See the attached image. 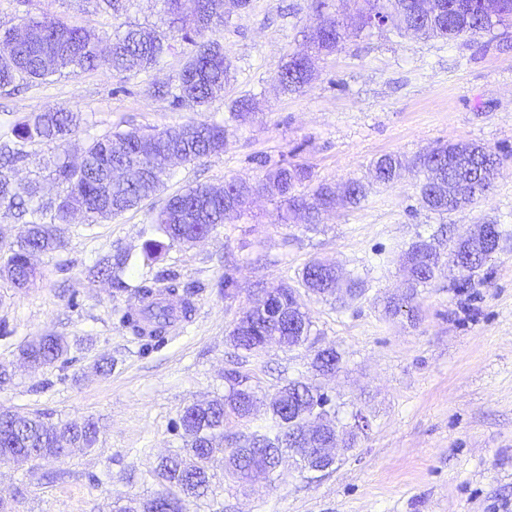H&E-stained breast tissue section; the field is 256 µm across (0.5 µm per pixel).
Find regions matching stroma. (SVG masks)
I'll return each instance as SVG.
<instances>
[{"mask_svg": "<svg viewBox=\"0 0 512 512\" xmlns=\"http://www.w3.org/2000/svg\"><path fill=\"white\" fill-rule=\"evenodd\" d=\"M44 12L99 33L129 23L166 26L162 0H128L116 18L91 0H0V29ZM316 19L314 0H251L247 11L227 13L221 41L236 77L202 112L147 91L181 69L191 47L177 36L159 65L123 84L103 60L91 71L0 90L1 141L49 106L83 115L64 144L28 148L17 177L38 180L46 197L60 191L50 175L56 157L77 160L90 140L126 125L163 129L204 119L229 128L222 154L176 165L165 188L137 208L95 224L75 218L62 248L33 257L38 277L29 288L0 278L7 330L0 366L12 375L0 387V406L54 425L88 418L98 425L92 447L40 461L44 480L0 462V494L14 496L13 512H112L114 501L146 497L160 457L183 445L180 411L223 396L230 369L269 394L290 379L321 381L341 418L359 410L369 426L329 470L303 475L287 460L272 484L248 492L225 481L216 463L213 494L191 512H512V238L469 287L446 275L421 292L413 313H385L404 291L403 252L417 235L442 224L452 236L489 221L512 226V28L453 41L374 29L318 60L300 91L282 93L274 74L303 48ZM245 95L255 96L256 110L232 121V103ZM448 142H477L502 159L500 177L474 208L429 212L410 171L373 186L359 207L326 216L315 232L298 221L274 223L275 205L261 196L251 216L203 241L171 247L156 262L144 256L153 215L187 187L258 182L266 158L305 164L315 181L338 184L366 177L380 155L411 161ZM118 252L130 256L121 285L90 276L95 259ZM315 258L361 277L367 290L342 307L298 288L314 347L235 349L229 330L259 288L296 277ZM164 271L192 288L193 315L163 339L135 336L122 318L141 306L137 287ZM227 272L237 281L228 296L215 286ZM47 331L66 336L70 363L35 372L18 364L19 346ZM331 347L342 355L340 369L319 377L314 354ZM106 359L114 363L108 373L99 369Z\"/></svg>", "mask_w": 512, "mask_h": 512, "instance_id": "stroma-1", "label": "stroma"}]
</instances>
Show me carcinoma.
Here are the masks:
<instances>
[{
    "label": "carcinoma",
    "mask_w": 512,
    "mask_h": 512,
    "mask_svg": "<svg viewBox=\"0 0 512 512\" xmlns=\"http://www.w3.org/2000/svg\"><path fill=\"white\" fill-rule=\"evenodd\" d=\"M171 23L181 24L182 39L196 46L195 52L182 65L172 84L154 88V95L170 100L174 107L192 103L206 105L214 91L224 88L235 71L232 60L224 53L220 33L224 27V0H197V10L203 22L182 16L180 0H165ZM354 13L338 18L327 13L329 0H316L317 21L323 25L324 36L310 42L314 54L302 59L290 57L277 70L274 80L285 93L299 91L312 79L315 58L337 50L349 38L364 31L366 21L379 16L383 24H391L397 32H411L423 38L455 40L462 36L491 33L495 26L481 9V0H444L448 11L439 16L416 18L412 0H354ZM29 34L17 38L15 30L0 32V89L29 82L46 81L65 72L78 74L96 66L98 44L103 37L82 27L69 24L63 18L44 13L25 19ZM170 48L169 36L163 31L147 27H129L110 43L112 70L125 79L136 76L160 63ZM254 102L249 97L236 99L232 104L234 117L244 121L253 113ZM77 113L63 108L48 107L31 118L14 125L12 134L16 146L0 145V207L13 212L14 217L27 225L24 237L5 245L0 258V277L14 287L23 289L33 283L36 271L31 257L49 253L64 244L67 226L73 212H82L88 223L110 219L137 206L155 195L171 177L169 156H177L183 163H194L224 152L228 129L216 122L193 121L174 128L146 132L130 127L106 139L92 141L77 163L58 159L56 180L63 185V194L42 201L36 199L37 182L20 183L15 175L29 159L23 149L26 144L65 142L78 128ZM465 158L464 170L448 167V153ZM133 163L147 171L145 175L126 180L115 179L112 169ZM269 165L259 189H270V198L276 200L277 222L286 224L298 213L314 230L328 208L337 204L356 207L365 198L372 184L388 185L401 176L405 168L402 159L384 154L371 163L372 181L360 179L345 182L341 193L336 187L313 183L314 174L303 164L277 161ZM501 159L494 151L477 144L448 143L420 156L415 162L421 201L428 210L444 214L477 203L499 175ZM249 188L242 181L231 179L221 188L207 185L191 187L170 196L153 218L162 240H149L144 252L156 258L166 247L192 245L195 240L210 234L230 218L225 213L224 200L236 204L234 215L240 217L249 208ZM428 239L417 236L405 251L412 262L406 268L407 292L398 301H391L385 312L396 315L410 306L426 288L448 269V254L427 253ZM463 255L458 287L465 288L481 271L492 254L484 251L478 242L452 240L448 250ZM128 263V255L118 253L99 259L93 266L97 277L111 282L119 281L116 272ZM306 290L320 297L336 296L345 303L364 292V282L357 277H346L329 263L313 259L299 273ZM343 293L336 294V289ZM141 299L147 301L138 314L124 316L123 322L135 336L162 337L170 326L172 305L150 304L157 295H168L181 303L184 321L192 311L188 295L179 290L174 273H162L138 289ZM251 321L247 333H239L233 340L235 348L256 352L262 337L273 334L288 337V347L313 345L311 317L298 329H288L277 322H268L258 314L246 313ZM70 346L67 340L48 331L19 348V358L34 368L50 367L69 362ZM341 357L333 348L316 351L313 366L320 371L338 370ZM248 376L236 370L224 373L227 391L224 397L207 404L185 406L179 422L183 430L184 447L161 459L155 470L158 489L145 498L146 508L164 512L173 495V488L186 487L191 497L175 503L178 512H189L190 503L208 495L213 475L203 461L213 451L228 444L235 448H254L259 460L275 465L279 454L293 447L294 439L302 430L304 415L320 409L327 402L321 387L301 380H290L278 388L281 398L270 400L264 422L248 433H226V421L233 417L248 425L254 420L250 409L262 402L256 388L243 385ZM97 434V425L90 419L71 421L61 426L47 425L40 415L22 416L9 409H0V460L9 457L42 459L57 458L66 445L91 447Z\"/></svg>",
    "instance_id": "cac0c4a2"
}]
</instances>
